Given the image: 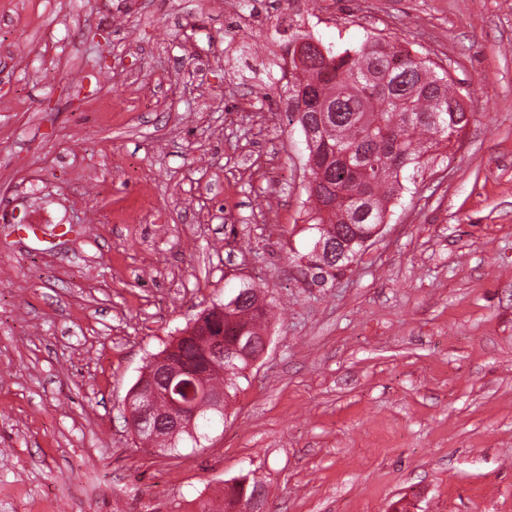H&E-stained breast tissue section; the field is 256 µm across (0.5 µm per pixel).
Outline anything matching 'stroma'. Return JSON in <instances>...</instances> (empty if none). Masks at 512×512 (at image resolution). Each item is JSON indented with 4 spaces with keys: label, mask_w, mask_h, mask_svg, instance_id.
I'll list each match as a JSON object with an SVG mask.
<instances>
[{
    "label": "stroma",
    "mask_w": 512,
    "mask_h": 512,
    "mask_svg": "<svg viewBox=\"0 0 512 512\" xmlns=\"http://www.w3.org/2000/svg\"><path fill=\"white\" fill-rule=\"evenodd\" d=\"M298 27L400 40L473 114L322 283L276 67ZM251 286L270 342L224 421L150 450L147 358ZM508 459L512 0H0V512H197L245 475L264 512H512Z\"/></svg>",
    "instance_id": "35a3bbf8"
}]
</instances>
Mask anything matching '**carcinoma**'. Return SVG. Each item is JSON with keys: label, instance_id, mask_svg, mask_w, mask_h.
I'll return each mask as SVG.
<instances>
[{"label": "carcinoma", "instance_id": "obj_1", "mask_svg": "<svg viewBox=\"0 0 512 512\" xmlns=\"http://www.w3.org/2000/svg\"><path fill=\"white\" fill-rule=\"evenodd\" d=\"M290 64L288 112L300 129L319 130L305 139L308 154L321 159L318 169L310 170L309 223L318 237L334 242L335 255H312L307 268L313 278L323 281L336 278L361 251L360 238L383 223L388 204L405 189V173H418L433 149L451 146L472 113L448 78L436 74L432 62L397 43L367 38L352 50L328 49L325 57L310 65L300 66L293 57ZM243 292L242 306L227 312L225 306L214 305L200 318L214 322L215 334H223L226 343L239 329L248 328L252 336L248 357L210 370L193 336L179 341L200 367L199 384L223 394L226 404L236 396L250 361L264 350L262 332L272 316L260 289ZM157 437L161 448L172 452L190 432L162 431ZM261 489L255 479L228 487L224 508L232 512L238 498L248 500Z\"/></svg>", "mask_w": 512, "mask_h": 512}]
</instances>
